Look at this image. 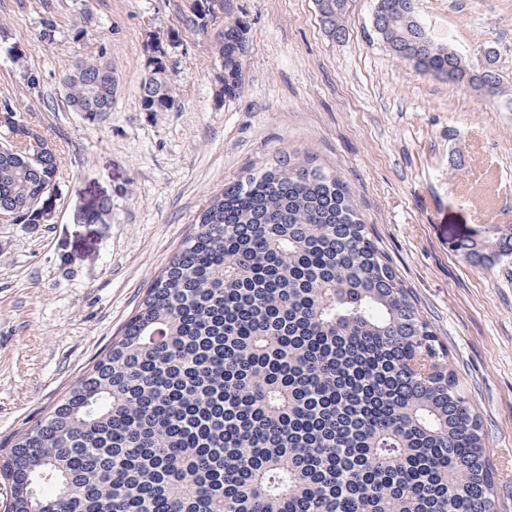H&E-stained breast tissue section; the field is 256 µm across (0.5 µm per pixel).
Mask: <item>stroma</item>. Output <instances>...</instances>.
Returning <instances> with one entry per match:
<instances>
[{
	"mask_svg": "<svg viewBox=\"0 0 512 512\" xmlns=\"http://www.w3.org/2000/svg\"><path fill=\"white\" fill-rule=\"evenodd\" d=\"M232 2L248 27L244 92L217 96L214 46L186 33L169 59L178 108L145 112V44L179 28L191 0H0V101L35 74L22 114L59 146L52 223L0 224V443L111 342L216 190L309 151L347 182L447 345L482 420L499 512H512V257L475 266L460 250L512 227V0H416L429 36L474 69L494 51L507 93L492 100L396 58L374 0H346L336 37L316 0ZM103 54L117 70L111 112L70 111L64 63ZM98 201L104 221L76 222Z\"/></svg>",
	"mask_w": 512,
	"mask_h": 512,
	"instance_id": "obj_1",
	"label": "stroma"
}]
</instances>
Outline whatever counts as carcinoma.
Returning a JSON list of instances; mask_svg holds the SVG:
<instances>
[{
	"label": "carcinoma",
	"mask_w": 512,
	"mask_h": 512,
	"mask_svg": "<svg viewBox=\"0 0 512 512\" xmlns=\"http://www.w3.org/2000/svg\"><path fill=\"white\" fill-rule=\"evenodd\" d=\"M340 31L345 0H316ZM230 0H192L147 43L141 110L170 112L181 33L213 39L217 95L239 92L247 26L215 29ZM390 51L422 74L493 99L419 23L415 0H376ZM66 104L112 111L106 54L63 71ZM0 104V212L49 224L57 144ZM485 265L512 232L464 244ZM480 417L360 218L349 186L310 153L285 154L214 194L121 335L6 448L8 512H497Z\"/></svg>",
	"instance_id": "cac0c4a2"
}]
</instances>
